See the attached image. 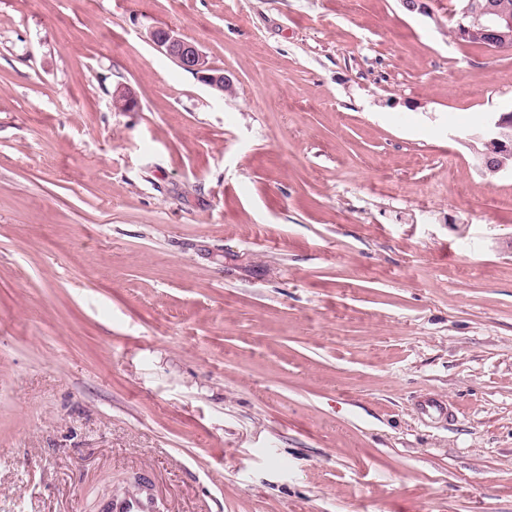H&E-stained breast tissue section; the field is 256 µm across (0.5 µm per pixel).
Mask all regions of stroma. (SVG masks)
Wrapping results in <instances>:
<instances>
[{"instance_id":"stroma-1","label":"stroma","mask_w":512,"mask_h":512,"mask_svg":"<svg viewBox=\"0 0 512 512\" xmlns=\"http://www.w3.org/2000/svg\"><path fill=\"white\" fill-rule=\"evenodd\" d=\"M450 7L0 0V512H512V50ZM147 38L179 68L191 73L201 83L222 93L232 92L233 85L224 72L213 67L199 46L183 38L176 29L152 25L147 29ZM120 107L118 112H135L139 110V100L135 91L127 84L120 83L112 91V106ZM512 126V105L510 110L496 112L490 116L484 123L480 140L488 147H498L504 152L511 151L512 142H507L505 138L506 129Z\"/></svg>"}]
</instances>
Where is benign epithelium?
<instances>
[{
	"instance_id": "benign-epithelium-1",
	"label": "benign epithelium",
	"mask_w": 512,
	"mask_h": 512,
	"mask_svg": "<svg viewBox=\"0 0 512 512\" xmlns=\"http://www.w3.org/2000/svg\"><path fill=\"white\" fill-rule=\"evenodd\" d=\"M456 17L453 37L461 43L480 42L496 52L512 49V10L487 0L480 4L466 0L462 8L454 12ZM148 40L179 68L191 73L201 83L222 93L233 90V85L224 72L213 67L199 46L181 36L174 28L152 25L147 29ZM112 103L122 112L139 110L135 91L120 83L112 91ZM512 126V109L497 112L484 123L480 140L488 147H497L505 152L512 149V142L505 140L506 129Z\"/></svg>"
}]
</instances>
